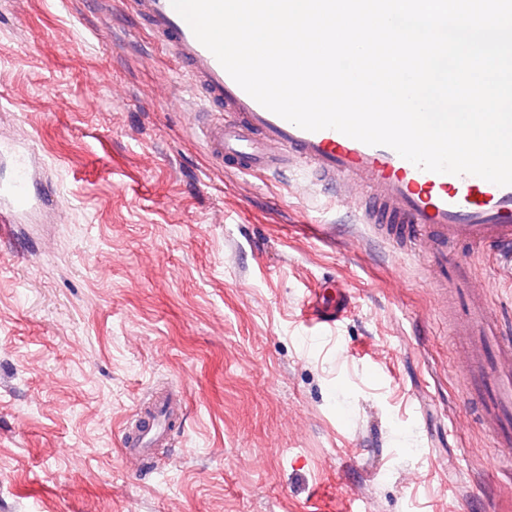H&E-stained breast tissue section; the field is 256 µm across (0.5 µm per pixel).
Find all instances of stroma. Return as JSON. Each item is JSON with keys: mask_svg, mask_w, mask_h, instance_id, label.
I'll use <instances>...</instances> for the list:
<instances>
[{"mask_svg": "<svg viewBox=\"0 0 512 512\" xmlns=\"http://www.w3.org/2000/svg\"><path fill=\"white\" fill-rule=\"evenodd\" d=\"M199 108L124 0H0V145L56 197L0 239V512H512L424 253L217 164ZM470 263L512 312V269ZM333 284L351 314L307 334ZM167 383L185 418L136 468ZM172 429L166 427L163 418L150 420L149 423L143 427L139 435H135L133 430H125L122 436L123 454L126 460L139 461L145 455L148 448L147 445L159 440L160 438H167Z\"/></svg>", "mask_w": 512, "mask_h": 512, "instance_id": "1", "label": "stroma"}]
</instances>
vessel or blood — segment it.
<instances>
[{"instance_id":"vessel-or-blood-1","label":"vessel or blood","mask_w":512,"mask_h":512,"mask_svg":"<svg viewBox=\"0 0 512 512\" xmlns=\"http://www.w3.org/2000/svg\"><path fill=\"white\" fill-rule=\"evenodd\" d=\"M153 37L182 64L203 106L197 130L211 158L244 174H285L296 196L332 187L342 207L359 223L385 221L386 234L406 251L428 242L427 271L440 278L454 268L462 286L454 303L442 304L465 380V402L499 447H512V326L497 315L470 275L465 254H449L451 243L494 253L512 251V186L471 174L419 169L390 147L371 146L334 129L311 132L269 111L244 91L202 45L171 0H126ZM25 157L14 160L11 181L0 183V206L21 217L38 205ZM345 297H307L303 323L323 335L346 319ZM163 419L140 433L122 436L126 460H140L149 444L168 437Z\"/></svg>"}]
</instances>
